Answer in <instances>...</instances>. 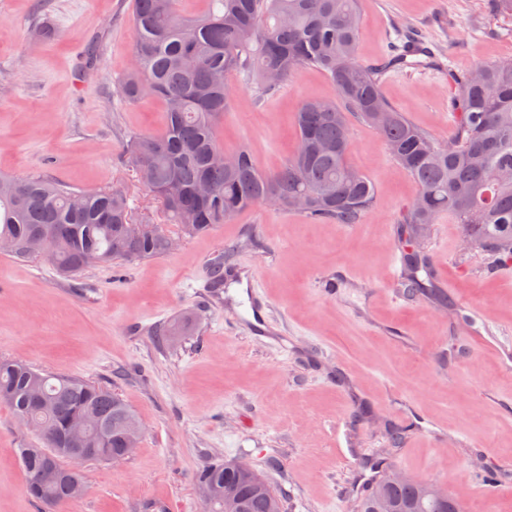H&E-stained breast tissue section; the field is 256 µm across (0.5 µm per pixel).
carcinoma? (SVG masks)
I'll list each match as a JSON object with an SVG mask.
<instances>
[{"mask_svg":"<svg viewBox=\"0 0 512 512\" xmlns=\"http://www.w3.org/2000/svg\"><path fill=\"white\" fill-rule=\"evenodd\" d=\"M132 66L121 93L135 102L162 100L165 122L158 132L135 135L129 160L152 172L148 188L167 223L186 240L227 224L246 208L276 195L274 208L292 211L288 197L301 193L300 214L313 222L357 224L373 208L371 181L348 159L347 113L357 115L384 139L391 157L417 186L401 223L412 236L419 225L446 216L460 225L473 246L512 262V61L479 63L449 74L461 115L448 145L392 109L381 90L384 71L429 52L413 40L385 62L370 65L358 56L360 0H212L205 14L185 16L178 0H135ZM322 71L339 101L307 100L294 113L297 141L340 147L329 155L293 152L284 166L264 173L250 151L237 150L238 170L210 162L222 149L218 128L233 103L232 73L252 78L258 96L278 87L268 70L286 81L300 69ZM131 212L119 189L75 191L40 177H0V238L17 242L19 258L46 256L59 273L74 276L92 263L154 259L169 253L172 235L161 225L133 232ZM401 283L409 296L434 289L430 261L403 255ZM183 318L156 332L161 340L189 336ZM0 404L41 431L44 447L20 448L28 494L53 512H71L78 501L68 477L78 464L68 448H91L95 460H112L123 447L119 423L134 432L139 419L116 394L72 376H59L16 360H0ZM203 493L237 498L241 512H285V493L258 474L248 478L232 464L197 473ZM374 489L394 512H448V501L431 500L426 490L384 473Z\"/></svg>","mask_w":512,"mask_h":512,"instance_id":"cac0c4a2","label":"carcinoma"}]
</instances>
